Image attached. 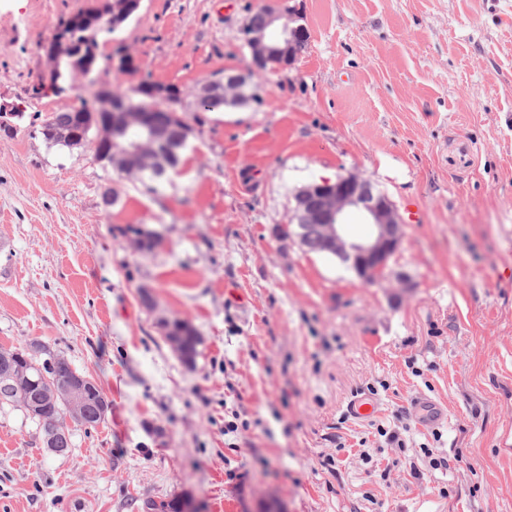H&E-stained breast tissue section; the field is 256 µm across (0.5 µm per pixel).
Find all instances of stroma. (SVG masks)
<instances>
[{
    "instance_id": "35a3bbf8",
    "label": "stroma",
    "mask_w": 512,
    "mask_h": 512,
    "mask_svg": "<svg viewBox=\"0 0 512 512\" xmlns=\"http://www.w3.org/2000/svg\"><path fill=\"white\" fill-rule=\"evenodd\" d=\"M85 4L0 0V100L29 103L0 134V348L64 355L109 409L58 456L1 406L0 512H512V0H143L99 37L113 84L189 97L244 74L255 95L183 113L151 189L28 130L90 95L76 76L30 96ZM264 7L298 12L308 41L256 72L243 30ZM328 171L420 207L376 282L278 234ZM173 318L202 339L193 364ZM362 396L378 409L357 418Z\"/></svg>"
}]
</instances>
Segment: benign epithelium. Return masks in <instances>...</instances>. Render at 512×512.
<instances>
[{"label":"benign epithelium","mask_w":512,"mask_h":512,"mask_svg":"<svg viewBox=\"0 0 512 512\" xmlns=\"http://www.w3.org/2000/svg\"><path fill=\"white\" fill-rule=\"evenodd\" d=\"M142 0H91L88 9L95 17V23H105L116 31L124 27L140 10ZM305 28L296 23L294 13L269 12L266 24L253 28L248 34L252 59L260 70L270 63H289L302 48V34ZM71 32L66 26L57 28L54 36L44 47L49 61L48 69L38 78L37 85L45 91L65 92L63 86L64 58L68 56ZM70 57V56H68ZM81 55L70 57V72L83 77L90 75L92 64L80 61ZM247 82L242 76H231L223 83L209 82L194 94V111L205 112L215 109L228 95L239 93ZM153 100L166 104L177 98L175 111H183L184 93L168 85L153 84L150 89ZM107 112L110 121L95 127L96 137L112 140L117 133L142 124L143 108L131 105L124 96L112 94L110 86L99 89L97 104L82 112ZM147 140L129 143H113L105 155L95 156L103 167L123 173L134 160L149 163L154 160V134L145 129ZM296 207L305 224H315L322 234L325 249L349 261L357 276L374 282L383 274L389 259L397 252L401 239V221L392 202L383 194L372 192L370 185L355 174L339 176L334 181L323 179L307 185L295 194ZM354 207L363 212L372 226L369 237L350 240L345 232L346 209ZM168 327H178L168 338L176 353H181L186 332L191 324L180 318L167 322ZM95 382L75 370L71 374L54 380L53 391L66 399V407L78 421L83 420V408L88 397L94 392Z\"/></svg>","instance_id":"benign-epithelium-1"}]
</instances>
